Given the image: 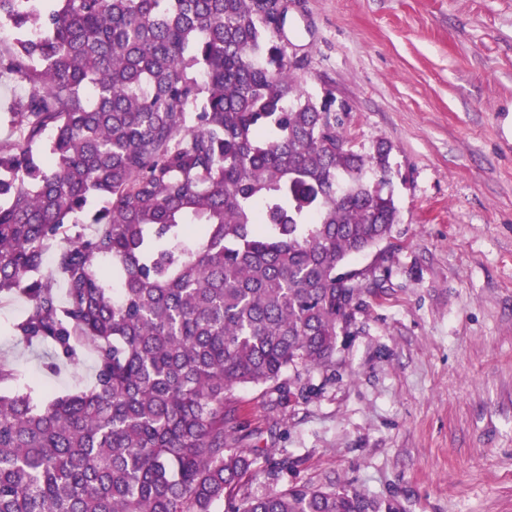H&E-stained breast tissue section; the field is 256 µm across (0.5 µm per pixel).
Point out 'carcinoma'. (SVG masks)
I'll return each mask as SVG.
<instances>
[{"instance_id":"1","label":"carcinoma","mask_w":512,"mask_h":512,"mask_svg":"<svg viewBox=\"0 0 512 512\" xmlns=\"http://www.w3.org/2000/svg\"><path fill=\"white\" fill-rule=\"evenodd\" d=\"M283 0H0V296L84 390L32 403L0 360V512H397L257 473L233 391L305 399L390 237L391 146H344L276 40ZM288 457L266 458L278 481Z\"/></svg>"}]
</instances>
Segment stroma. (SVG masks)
<instances>
[{
  "label": "stroma",
  "instance_id": "1",
  "mask_svg": "<svg viewBox=\"0 0 512 512\" xmlns=\"http://www.w3.org/2000/svg\"><path fill=\"white\" fill-rule=\"evenodd\" d=\"M279 44L355 147L391 145L398 222L347 263L378 286L313 393L237 390L244 445L287 458L282 488L512 512V0H288ZM26 308L0 301V358L41 391L90 383L92 352L52 371L13 335Z\"/></svg>",
  "mask_w": 512,
  "mask_h": 512
}]
</instances>
